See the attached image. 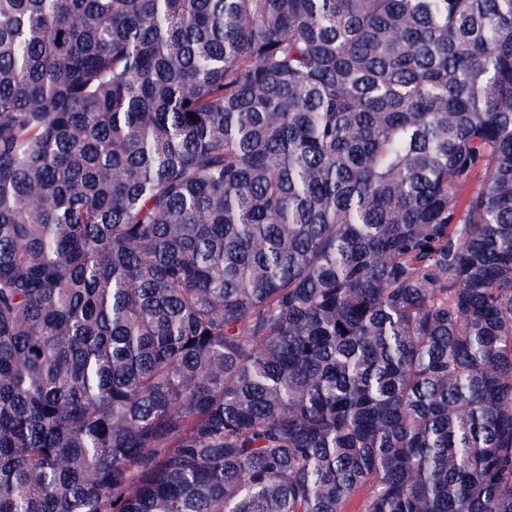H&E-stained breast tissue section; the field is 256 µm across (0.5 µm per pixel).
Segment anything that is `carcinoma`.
Instances as JSON below:
<instances>
[{"mask_svg":"<svg viewBox=\"0 0 512 512\" xmlns=\"http://www.w3.org/2000/svg\"><path fill=\"white\" fill-rule=\"evenodd\" d=\"M352 502L512 512V0H0V512Z\"/></svg>","mask_w":512,"mask_h":512,"instance_id":"carcinoma-1","label":"carcinoma"}]
</instances>
